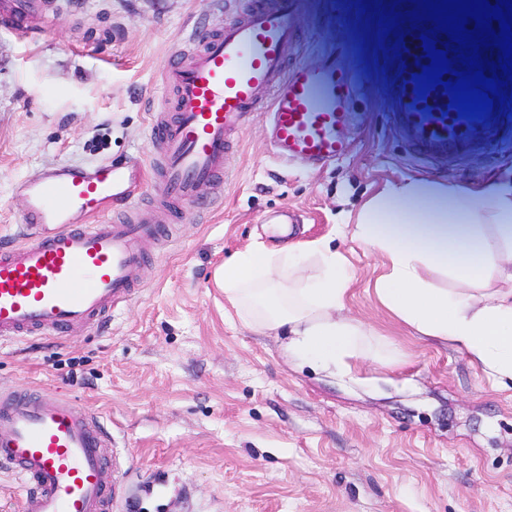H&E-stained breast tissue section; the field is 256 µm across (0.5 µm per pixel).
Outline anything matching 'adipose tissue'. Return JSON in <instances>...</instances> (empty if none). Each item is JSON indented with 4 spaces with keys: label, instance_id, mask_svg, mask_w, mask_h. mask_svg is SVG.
<instances>
[{
    "label": "adipose tissue",
    "instance_id": "1",
    "mask_svg": "<svg viewBox=\"0 0 512 512\" xmlns=\"http://www.w3.org/2000/svg\"><path fill=\"white\" fill-rule=\"evenodd\" d=\"M354 236L384 258L375 294L396 318L466 353L494 381L512 380V184L462 194L411 182L368 201ZM433 273L455 288L436 287ZM217 283L244 325L283 337L295 365L354 380L372 354L371 331L342 315L346 261L328 243L302 254L248 249Z\"/></svg>",
    "mask_w": 512,
    "mask_h": 512
}]
</instances>
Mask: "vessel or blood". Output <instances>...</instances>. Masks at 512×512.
<instances>
[{
    "instance_id": "obj_1",
    "label": "vessel or blood",
    "mask_w": 512,
    "mask_h": 512,
    "mask_svg": "<svg viewBox=\"0 0 512 512\" xmlns=\"http://www.w3.org/2000/svg\"><path fill=\"white\" fill-rule=\"evenodd\" d=\"M40 0H0V24L21 37ZM304 0H275L216 28L194 31L175 49L163 81L169 94L151 123L160 194L179 209L202 185L223 187L224 158L244 118L266 108L275 153L328 164L344 156L351 81L334 53L315 67L287 66ZM433 20L400 18V42H388L392 74L385 101L397 134L421 158L468 155L499 143L506 111L460 118L444 87L418 98L413 75L429 59L420 39ZM22 239L0 249V340L33 334L64 338L109 317L135 292L142 246L166 227L132 219L142 177L121 162L60 165L21 182ZM95 413L42 390L0 395V467L27 486L22 512H108L116 468L101 448Z\"/></svg>"
}]
</instances>
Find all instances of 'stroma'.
<instances>
[{"instance_id":"obj_1","label":"stroma","mask_w":512,"mask_h":512,"mask_svg":"<svg viewBox=\"0 0 512 512\" xmlns=\"http://www.w3.org/2000/svg\"><path fill=\"white\" fill-rule=\"evenodd\" d=\"M362 0H309L289 63L339 53L354 95L347 154L327 165L276 158L262 113L227 155L206 221L158 209L140 288L103 325L57 339L0 342V393L47 389L97 413L120 462L111 512H512V382L421 336L377 300L382 259L353 237L369 198L412 181L467 193L512 179V123L488 154L422 161L398 137L383 87L381 24ZM251 0H52L34 39L0 27V245L16 240L14 186L63 165L149 160L162 73L199 17L236 19ZM344 255L345 316L371 329L381 359L364 389L289 363L275 336L244 326L214 281L256 244Z\"/></svg>"}]
</instances>
